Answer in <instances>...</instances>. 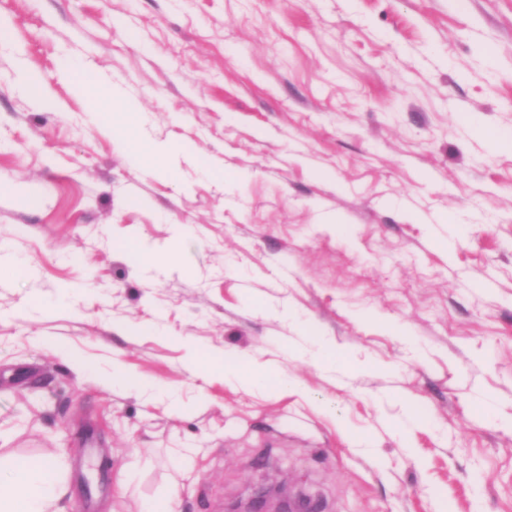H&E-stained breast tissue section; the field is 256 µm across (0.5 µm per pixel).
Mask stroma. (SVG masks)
I'll list each match as a JSON object with an SVG mask.
<instances>
[{
	"label": "stroma",
	"instance_id": "stroma-1",
	"mask_svg": "<svg viewBox=\"0 0 512 512\" xmlns=\"http://www.w3.org/2000/svg\"><path fill=\"white\" fill-rule=\"evenodd\" d=\"M0 18V247L32 267L0 273V466L54 463L66 512H224L280 481L318 512H512V0ZM116 90L198 154L134 161ZM195 349L296 384L195 374Z\"/></svg>",
	"mask_w": 512,
	"mask_h": 512
}]
</instances>
